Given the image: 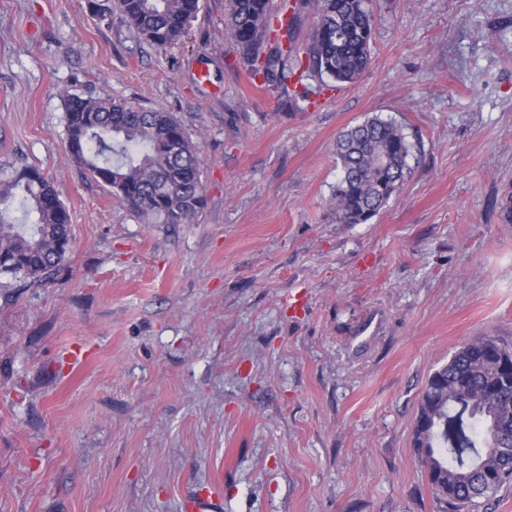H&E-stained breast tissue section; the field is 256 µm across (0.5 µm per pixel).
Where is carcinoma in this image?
Returning <instances> with one entry per match:
<instances>
[{"mask_svg": "<svg viewBox=\"0 0 512 512\" xmlns=\"http://www.w3.org/2000/svg\"><path fill=\"white\" fill-rule=\"evenodd\" d=\"M314 8L305 45L296 47L302 14ZM201 0H114L140 38L156 46L184 37ZM274 19L271 0H229L225 29L247 74L295 108L315 105L316 91L351 84L371 63L374 16L369 0H294ZM71 156L86 177L111 192L147 224H191L205 203L201 160L180 120L160 105L109 96L63 95ZM410 142L392 121L373 117L336 142L340 177L330 205L339 224H364L410 174ZM17 199L30 224L0 209V274L22 288L54 279L71 245L69 215L41 171L12 169L0 178V205ZM512 363V350L476 336L436 369L422 391L414 448L443 512H470L512 481V376L488 355Z\"/></svg>", "mask_w": 512, "mask_h": 512, "instance_id": "carcinoma-1", "label": "carcinoma"}]
</instances>
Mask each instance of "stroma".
Wrapping results in <instances>:
<instances>
[{
	"instance_id": "35a3bbf8",
	"label": "stroma",
	"mask_w": 512,
	"mask_h": 512,
	"mask_svg": "<svg viewBox=\"0 0 512 512\" xmlns=\"http://www.w3.org/2000/svg\"><path fill=\"white\" fill-rule=\"evenodd\" d=\"M370 6L369 68L298 111L249 85L228 0L163 48L94 0H0V165L39 168L72 231L45 287L0 278V512H183L205 483L224 512H441L422 390L473 337L512 348V0ZM67 91L178 117L193 223L82 176ZM375 115L411 173L337 223L336 140Z\"/></svg>"
}]
</instances>
